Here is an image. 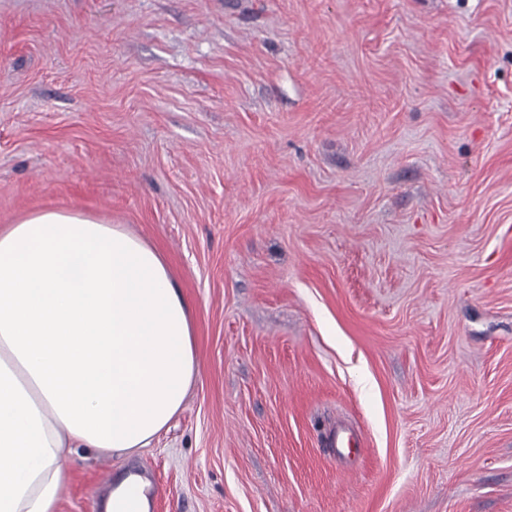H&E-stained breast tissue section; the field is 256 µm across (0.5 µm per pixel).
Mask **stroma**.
I'll list each match as a JSON object with an SVG mask.
<instances>
[{
    "mask_svg": "<svg viewBox=\"0 0 512 512\" xmlns=\"http://www.w3.org/2000/svg\"><path fill=\"white\" fill-rule=\"evenodd\" d=\"M47 209L161 253L198 365L56 512H512V0H0V227ZM145 483L136 476L124 479L105 501L106 512H147L148 499Z\"/></svg>",
    "mask_w": 512,
    "mask_h": 512,
    "instance_id": "1",
    "label": "stroma"
}]
</instances>
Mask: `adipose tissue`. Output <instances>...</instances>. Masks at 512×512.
I'll list each match as a JSON object with an SVG mask.
<instances>
[{
    "mask_svg": "<svg viewBox=\"0 0 512 512\" xmlns=\"http://www.w3.org/2000/svg\"><path fill=\"white\" fill-rule=\"evenodd\" d=\"M198 374L190 307L119 225L47 210L0 229V512H55L74 449L130 454ZM105 512H148L124 479Z\"/></svg>",
    "mask_w": 512,
    "mask_h": 512,
    "instance_id": "1",
    "label": "adipose tissue"
}]
</instances>
